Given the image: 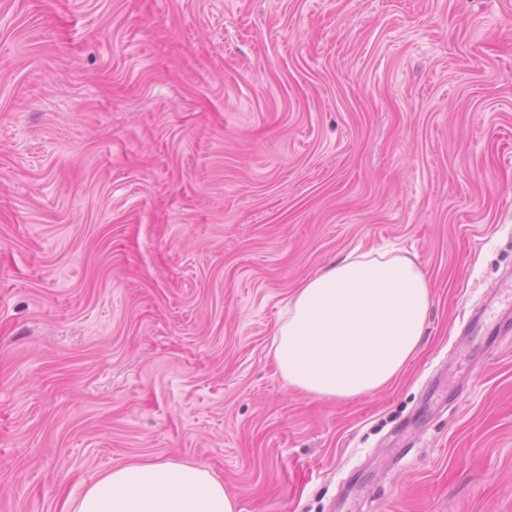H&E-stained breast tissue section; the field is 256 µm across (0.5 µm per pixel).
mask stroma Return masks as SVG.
<instances>
[{"label": "stroma", "mask_w": 512, "mask_h": 512, "mask_svg": "<svg viewBox=\"0 0 512 512\" xmlns=\"http://www.w3.org/2000/svg\"><path fill=\"white\" fill-rule=\"evenodd\" d=\"M380 247L418 357L288 386L289 297ZM508 275L512 0H0V512L145 460L236 512H512Z\"/></svg>", "instance_id": "stroma-1"}]
</instances>
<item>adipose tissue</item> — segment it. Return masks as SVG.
Listing matches in <instances>:
<instances>
[{
    "mask_svg": "<svg viewBox=\"0 0 512 512\" xmlns=\"http://www.w3.org/2000/svg\"><path fill=\"white\" fill-rule=\"evenodd\" d=\"M430 285L414 260L349 253L296 288L270 353L291 387L350 399L388 385L419 351ZM224 485L201 464L142 461L88 485L70 512H234Z\"/></svg>",
    "mask_w": 512,
    "mask_h": 512,
    "instance_id": "ef3b65f1",
    "label": "adipose tissue"
}]
</instances>
